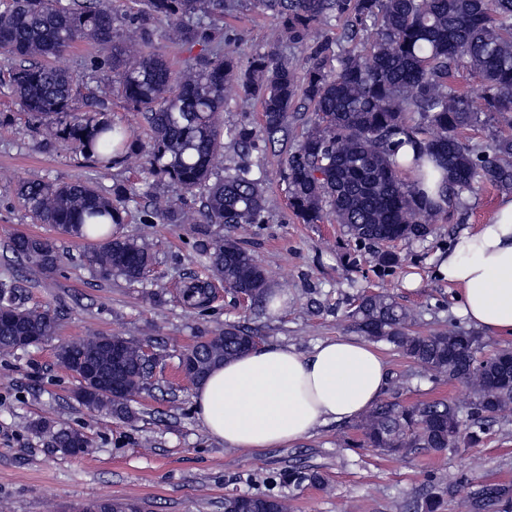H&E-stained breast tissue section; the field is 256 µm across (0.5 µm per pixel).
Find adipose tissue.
Listing matches in <instances>:
<instances>
[{
	"label": "adipose tissue",
	"mask_w": 512,
	"mask_h": 512,
	"mask_svg": "<svg viewBox=\"0 0 512 512\" xmlns=\"http://www.w3.org/2000/svg\"><path fill=\"white\" fill-rule=\"evenodd\" d=\"M436 274L456 288L469 325L512 339V196L501 197L484 224L456 238ZM388 378L378 349L355 338H327L307 354L266 344L215 368L192 400L209 436L252 452L358 419L381 399Z\"/></svg>",
	"instance_id": "adipose-tissue-1"
}]
</instances>
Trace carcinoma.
<instances>
[{
    "label": "carcinoma",
    "mask_w": 512,
    "mask_h": 512,
    "mask_svg": "<svg viewBox=\"0 0 512 512\" xmlns=\"http://www.w3.org/2000/svg\"><path fill=\"white\" fill-rule=\"evenodd\" d=\"M131 2L133 11L119 16L112 0H0V54L11 62L4 83L31 118L102 167L147 152L150 174L201 198L206 224L244 228L265 223L262 179L248 166L217 169L224 134L247 152L260 141L275 144L288 136L291 113L306 106L312 117L282 161L289 206L305 224L332 216L357 247L426 237L429 224L444 210L420 188L428 180L439 179V196L456 200L479 184L512 190V134L484 147L464 136L480 124L482 114L512 127V0H259L279 19L280 30L269 51L245 64L230 48L224 29L234 0ZM331 17L343 21L341 34L308 43L312 29ZM158 21L166 22L173 44L189 51L201 46L179 71L152 49ZM368 22L375 38L360 48L356 42ZM85 41L109 45V54L94 60V67L109 77L91 92V109L77 112L76 77L49 60ZM285 41L307 51L304 73H297L279 50ZM465 66L481 79L475 92L455 83L456 72ZM114 83L134 109L131 122H114L107 113ZM233 89L245 102L259 103L263 119L258 125L224 131V101ZM137 124L151 132L147 147L135 136ZM406 171L416 173L417 182L406 184ZM0 179L17 180L18 203L36 221L62 235L97 241L91 263L101 278L137 282L150 270L148 247L121 231L124 214L139 197L136 188L108 195L89 181H29L8 170L0 171ZM157 218L188 223L186 213L168 201L155 200L142 210L141 223ZM8 248L43 269L52 270L58 262L45 239L19 233ZM207 270L233 294L250 290L256 303L267 304L274 287L255 257L221 233L213 240ZM182 296L204 310L209 284L191 282ZM1 309L12 314L0 331L1 356L56 332L55 313L18 306L14 287L5 281L0 282ZM350 318L357 333L394 347L437 378L460 381L476 369L481 379L467 419L446 400L407 406L385 400L363 419L355 447L391 455L452 452L462 438L481 442L500 411L512 406L511 349L481 358V337L452 321L429 336L414 333L412 313L382 292L362 295ZM252 337L233 326L202 340L194 381L249 349ZM104 339L94 335L62 343L56 360L69 366L79 357L107 370L112 360ZM125 342L124 385L126 394L136 397L148 374L136 367L137 342ZM83 394L87 398L77 401L91 410L131 417L128 406L92 381ZM34 429L65 451L76 438L82 439L83 451L90 448L77 430L47 422ZM288 483L320 487L324 480L314 470H291ZM439 489L440 481L430 476V488L417 500L419 512H437ZM511 502L512 488L498 484L482 485L465 500L469 512H494ZM250 505L251 512H286L272 491L250 496Z\"/></svg>",
    "instance_id": "1"
}]
</instances>
